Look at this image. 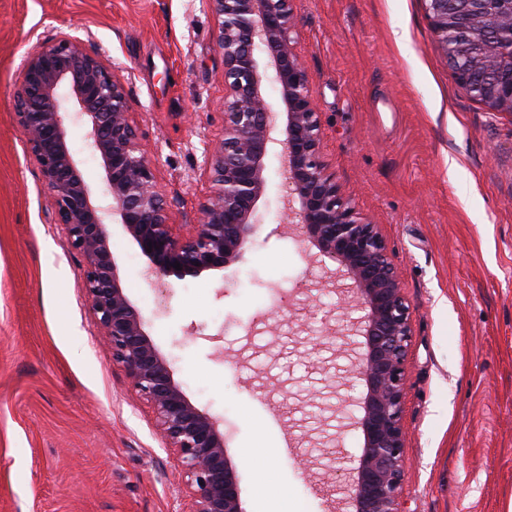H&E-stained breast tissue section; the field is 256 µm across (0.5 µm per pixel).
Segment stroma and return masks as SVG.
Instances as JSON below:
<instances>
[{
    "label": "stroma",
    "mask_w": 512,
    "mask_h": 512,
    "mask_svg": "<svg viewBox=\"0 0 512 512\" xmlns=\"http://www.w3.org/2000/svg\"><path fill=\"white\" fill-rule=\"evenodd\" d=\"M291 6L324 160L379 225L410 305L407 512H512V112L461 91L424 0ZM67 33L115 66L172 223H197L224 136L207 0H0V512H188L178 457L112 358L16 123L26 56ZM68 139L106 201L85 126ZM284 194L273 152L254 242L222 273L152 282L120 225L111 244L174 379L223 419L246 512L283 492L288 512H344L324 489L361 452L353 339Z\"/></svg>",
    "instance_id": "stroma-1"
}]
</instances>
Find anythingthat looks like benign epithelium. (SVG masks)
<instances>
[{
    "label": "benign epithelium",
    "instance_id": "benign-epithelium-1",
    "mask_svg": "<svg viewBox=\"0 0 512 512\" xmlns=\"http://www.w3.org/2000/svg\"><path fill=\"white\" fill-rule=\"evenodd\" d=\"M435 34L448 44V13L462 19L487 0H424ZM215 42L224 59V139L207 160L212 192L196 224L178 232L129 117L124 84L85 42L64 35L24 60L14 109L29 153L39 165L72 249L85 260L83 286L112 357L150 405L158 431L180 459L189 512H246L219 421L200 410L174 379L130 300L109 225L116 220L147 259L156 279L222 271L239 262L257 232V204L266 159L276 145L286 181L288 212L314 258L353 295L360 317L350 325L357 355L349 373L363 390L353 426L360 455L349 469V512H405L402 483L407 432L402 420L411 312L380 232L343 197L322 155V132L310 75L294 49L297 19L290 0H209ZM267 64L262 66L259 54ZM276 84L273 105L264 88ZM512 102V74L494 76L475 99ZM87 128L99 156L110 203L91 194L68 144L69 124ZM180 263L177 270L174 263Z\"/></svg>",
    "mask_w": 512,
    "mask_h": 512
}]
</instances>
